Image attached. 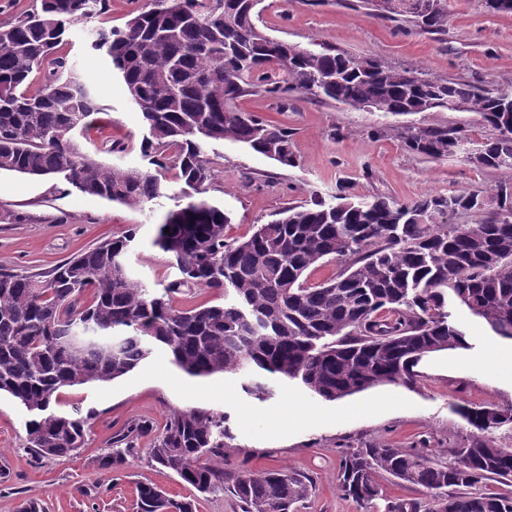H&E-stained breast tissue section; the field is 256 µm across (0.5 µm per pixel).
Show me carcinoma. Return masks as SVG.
I'll return each mask as SVG.
<instances>
[{
  "mask_svg": "<svg viewBox=\"0 0 512 512\" xmlns=\"http://www.w3.org/2000/svg\"><path fill=\"white\" fill-rule=\"evenodd\" d=\"M147 0L121 29H101L91 43L118 71L146 129L140 149L157 170L103 167L76 140L100 113L94 85L57 55L69 26L107 0H41V9L0 23V171L60 175L80 192L136 208L168 196L173 172L188 202L168 211L154 244L171 258L176 278L162 289L134 279L127 266L133 234L85 250L45 275L0 267V392L32 416L26 422L35 457H67L85 445L87 419L56 413L65 387L107 383L165 350L184 373L203 377L250 371L243 390L263 401L274 383L296 380L336 400L383 383L412 381L422 357L466 345L448 299L491 330L512 339V182L496 188L497 209L475 224H449L454 211H480L476 192L434 194L411 202L377 196L338 203L318 198L289 206L244 237L230 238L224 210L200 197L214 178L207 148L241 143L283 166H295L288 128L234 101L244 95L296 92L354 108L404 116L457 105L497 135L470 157L462 130L419 127L406 137L417 154H460L479 167L512 170V92L483 91L422 78L374 59L275 41L258 25L261 0ZM426 27L440 26L439 0H407ZM48 72L40 90H29ZM440 221L427 222L432 212ZM341 263L319 284L308 272ZM208 288L226 301L179 309L172 294ZM90 293L89 305L80 303ZM472 428L448 449L447 461L372 440L344 452L338 488L359 512H512V448L493 432L512 425V406L460 405ZM130 424L99 461L108 472L136 451L148 432ZM227 416L173 411L147 449L151 463L199 493L224 487ZM388 474L419 487L424 499L379 508L376 478ZM312 479L286 469L239 475L232 494L243 512H291ZM137 512H196L193 499L173 500L149 483L137 487Z\"/></svg>",
  "mask_w": 512,
  "mask_h": 512,
  "instance_id": "1",
  "label": "carcinoma"
}]
</instances>
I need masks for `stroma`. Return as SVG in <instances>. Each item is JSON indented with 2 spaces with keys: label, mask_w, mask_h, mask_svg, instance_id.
<instances>
[{
  "label": "stroma",
  "mask_w": 512,
  "mask_h": 512,
  "mask_svg": "<svg viewBox=\"0 0 512 512\" xmlns=\"http://www.w3.org/2000/svg\"><path fill=\"white\" fill-rule=\"evenodd\" d=\"M142 0H108L106 9L72 25L61 47L84 76H91L106 113L81 139L86 152L106 166L144 169L140 152L146 130L124 83L102 53L92 50L94 33L123 27ZM444 26L420 27L405 12L376 9L372 0H261L260 27L270 36L306 48L320 45L360 58H375L423 77L468 82L512 92V14L489 12L485 0H440ZM237 108L288 127L297 164L286 167L242 144L213 143L208 155L214 179L206 197L230 217V237L248 235L286 207L337 191L354 200L387 195L407 202L430 193H481L480 211L451 216L475 224L496 207L495 188L512 179L451 155L433 159L409 151L405 138L417 127L463 129L470 151L495 135L471 112L435 110L391 116L332 101L293 95L288 101L246 96ZM119 152H98L104 138ZM180 195L130 208L84 194L60 177L36 178L0 172V265L19 274L45 273L81 251L112 237L133 234L128 265L155 288L175 276L168 254L154 244L164 214L182 204ZM466 332V346L435 352L418 364L412 384L387 383L335 401L310 396L295 382L260 401L247 395L235 375L192 377L157 351L130 373L102 384L68 387L53 409H80L88 418L85 448L70 457L36 460L27 444L28 414L0 394V512H17L33 499L46 512H133L139 482L152 481L171 498L195 496L178 476L155 468L144 450L159 435L172 410L224 413L234 435L224 451V480L281 467L309 475L313 490L293 512H359L338 489L340 459L347 449L371 440L395 448L447 458L468 433L456 405H512V374L491 356H512V341L495 336L465 306L452 304ZM149 425L137 455L120 469L101 470L97 460L112 439L134 422Z\"/></svg>",
  "instance_id": "stroma-1"
}]
</instances>
